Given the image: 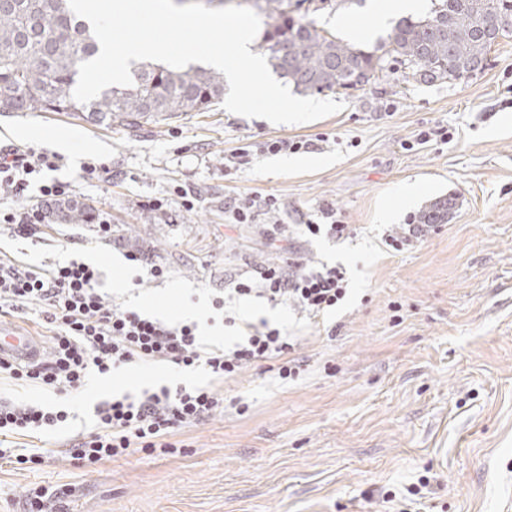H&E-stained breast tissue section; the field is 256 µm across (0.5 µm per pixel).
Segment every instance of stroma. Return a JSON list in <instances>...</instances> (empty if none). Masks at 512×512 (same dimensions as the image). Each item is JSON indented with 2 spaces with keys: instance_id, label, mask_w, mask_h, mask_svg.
<instances>
[{
  "instance_id": "1",
  "label": "stroma",
  "mask_w": 512,
  "mask_h": 512,
  "mask_svg": "<svg viewBox=\"0 0 512 512\" xmlns=\"http://www.w3.org/2000/svg\"><path fill=\"white\" fill-rule=\"evenodd\" d=\"M366 6L331 0L313 18L343 39ZM329 97L344 110L294 125L219 104L138 128L94 125L75 112L0 113V145L49 150L54 135L72 137L55 176L114 228L105 241L94 226L60 220L33 240L0 227V252L33 267L93 256L117 301L167 308L172 322L197 309L208 341L236 336L208 318L211 289L274 257L261 224L226 227L225 197L276 196L288 225L319 220L329 202L359 229L343 242L299 245L349 268V296L335 312L313 323L281 305L241 309L296 336L308 363L301 379L284 384L250 369L220 385L247 413L230 410L177 435L180 453L137 452L92 470L66 443L97 402L210 378L165 366L90 377L68 404L70 427L24 438L46 453L39 469L0 464V512H25L39 484L59 488L67 512H512V37L469 78L420 83L392 61L360 89ZM435 125L448 127L449 141L418 143ZM285 137L318 140L311 164L281 169L273 154L228 164L245 143ZM92 158L110 165V181L83 179ZM408 184L420 187L417 197L401 196ZM177 185L196 195L194 210L181 211ZM448 196L456 202L448 222L418 248L382 246L385 225ZM152 200L162 209H149ZM135 246L167 264L165 282L132 285L125 255ZM118 280L127 290H116Z\"/></svg>"
}]
</instances>
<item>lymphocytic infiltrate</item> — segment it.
Returning a JSON list of instances; mask_svg holds the SVG:
<instances>
[{
  "label": "lymphocytic infiltrate",
  "instance_id": "lymphocytic-infiltrate-1",
  "mask_svg": "<svg viewBox=\"0 0 512 512\" xmlns=\"http://www.w3.org/2000/svg\"><path fill=\"white\" fill-rule=\"evenodd\" d=\"M61 161L58 154L32 147H0V199L16 202L15 207L0 210L1 224L23 238L40 235L53 203L72 195L70 183L53 176ZM32 188L38 191L35 207L26 203ZM283 208L272 196L224 199V216L232 224L254 223L261 214L278 218ZM357 233L355 225L338 219L331 205L322 208L320 221L302 219L297 230L278 222L265 228L271 241L289 242L287 256L252 267L211 294V307L223 314L225 326L243 328L242 336L228 345L205 343L197 323L173 324L126 308L103 291L101 274L91 264L73 260L34 268L0 253V317L16 316L29 304H38L50 339L48 351L35 362L0 358V379L23 381L51 395L50 400L26 404L0 401V460L29 468L41 465L42 453L18 445V437L49 432L66 423L64 398L79 394L93 374L109 377L130 366L166 364L180 370L201 368L224 380L259 366L280 380H297L305 361L296 354L294 337L266 322L241 324L234 305L254 297L286 305L309 319L335 310L349 290L346 267L310 264L292 241L298 235L341 240ZM228 408L241 415L247 405L225 401L223 393L210 386H163L115 394L94 405L91 430L74 436L68 452L87 468L138 450L167 453L183 429Z\"/></svg>",
  "mask_w": 512,
  "mask_h": 512
}]
</instances>
